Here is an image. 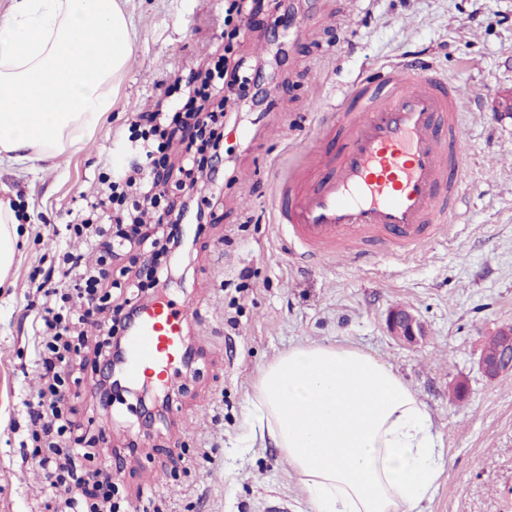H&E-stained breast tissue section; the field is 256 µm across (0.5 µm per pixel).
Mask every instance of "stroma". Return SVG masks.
<instances>
[{
  "mask_svg": "<svg viewBox=\"0 0 512 512\" xmlns=\"http://www.w3.org/2000/svg\"><path fill=\"white\" fill-rule=\"evenodd\" d=\"M135 33L112 110L86 143L52 162L0 165V198L21 216L17 262L0 284V512H46L42 471L24 461L26 392L39 378L33 321L41 270L57 263L62 231L99 186L134 113L153 109L172 81L223 49L227 0H123ZM283 16L241 28L235 49L263 61L272 104L235 101L224 124L225 170L202 178L219 202L190 246L184 282L166 290L191 304L194 351L172 376L157 427L134 433L124 391L112 426L80 394L75 417L97 436L120 508L161 512H310L274 448L240 436L263 366L300 342L351 344L390 365L434 418L445 450L422 512H512V371L487 380L486 339L512 325V0H284ZM419 58L472 88L463 109L470 153L466 204L449 236L414 259H378L360 271L342 258L299 263L271 222L278 179L302 164L349 86L379 64ZM411 309L425 336H390L387 317ZM192 461L171 472L167 450Z\"/></svg>",
  "mask_w": 512,
  "mask_h": 512,
  "instance_id": "1",
  "label": "stroma"
}]
</instances>
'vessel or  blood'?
Instances as JSON below:
<instances>
[{"instance_id": "vessel-or-blood-1", "label": "vessel or blood", "mask_w": 512, "mask_h": 512, "mask_svg": "<svg viewBox=\"0 0 512 512\" xmlns=\"http://www.w3.org/2000/svg\"><path fill=\"white\" fill-rule=\"evenodd\" d=\"M469 91L433 66L393 63L359 78L323 125L336 151L315 144L275 185L272 222L291 254L317 261L343 253L360 268L437 239L458 217L468 166L461 112ZM191 305L148 297L129 331L126 382H164L191 354Z\"/></svg>"}]
</instances>
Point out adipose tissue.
<instances>
[{"label": "adipose tissue", "instance_id": "adipose-tissue-1", "mask_svg": "<svg viewBox=\"0 0 512 512\" xmlns=\"http://www.w3.org/2000/svg\"><path fill=\"white\" fill-rule=\"evenodd\" d=\"M132 51L120 0H10L0 17V163H42L83 142L113 105ZM21 219L0 199V282ZM246 440L278 448L311 512H416L444 450L427 405L353 345L300 343L265 366Z\"/></svg>", "mask_w": 512, "mask_h": 512}]
</instances>
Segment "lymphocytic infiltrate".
<instances>
[{
  "label": "lymphocytic infiltrate",
  "mask_w": 512,
  "mask_h": 512,
  "mask_svg": "<svg viewBox=\"0 0 512 512\" xmlns=\"http://www.w3.org/2000/svg\"><path fill=\"white\" fill-rule=\"evenodd\" d=\"M244 59H218L212 67L176 78L156 111L138 114L128 127L129 161L118 175L99 176L102 191L86 203L78 223L68 225L71 237L96 244L94 259L62 252L57 265L44 273L37 290L42 302L34 318L39 338L35 366L38 390L24 401L31 463L44 473L53 499L63 512H112V480L91 466L86 438L70 419L67 407L80 388L90 353H101L102 342H90L84 331L94 324L108 336L127 332L144 291L165 288L173 270L167 257L183 255L185 225L203 233L205 213L189 198L198 177L218 160L224 137L227 97L235 86L239 99L249 95ZM183 130L181 175L176 187L182 202L170 200L165 174L174 130ZM136 250L142 262L134 279L125 281L122 304L112 302V258L115 248Z\"/></svg>",
  "instance_id": "obj_1"
}]
</instances>
